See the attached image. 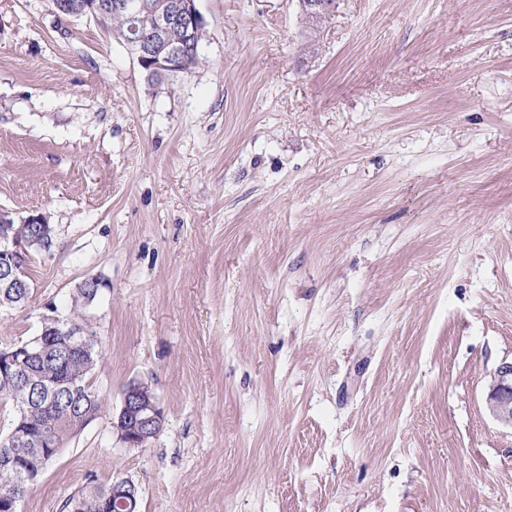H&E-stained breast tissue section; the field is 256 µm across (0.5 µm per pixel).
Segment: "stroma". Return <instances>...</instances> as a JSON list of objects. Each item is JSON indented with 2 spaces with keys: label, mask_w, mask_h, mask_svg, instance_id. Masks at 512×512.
Listing matches in <instances>:
<instances>
[{
  "label": "stroma",
  "mask_w": 512,
  "mask_h": 512,
  "mask_svg": "<svg viewBox=\"0 0 512 512\" xmlns=\"http://www.w3.org/2000/svg\"><path fill=\"white\" fill-rule=\"evenodd\" d=\"M198 6L201 63L153 86L109 23L0 0V210L54 229L0 342L99 278L108 406L18 512L122 479L140 512H512V0H340L316 34ZM486 408L497 423L512 431V359L503 360L492 373ZM165 416L152 388L135 381L123 393L119 412L112 414V429L127 447H142L149 437L160 432Z\"/></svg>",
  "instance_id": "obj_1"
}]
</instances>
